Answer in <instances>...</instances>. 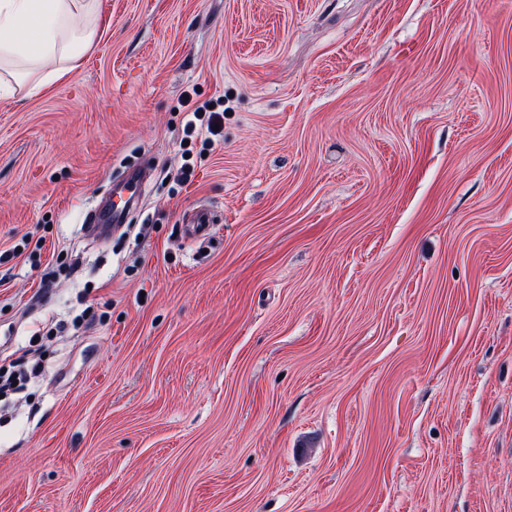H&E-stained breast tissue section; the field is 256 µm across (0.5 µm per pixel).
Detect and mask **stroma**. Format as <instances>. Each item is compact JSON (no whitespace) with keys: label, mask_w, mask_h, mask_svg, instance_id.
I'll use <instances>...</instances> for the list:
<instances>
[{"label":"stroma","mask_w":512,"mask_h":512,"mask_svg":"<svg viewBox=\"0 0 512 512\" xmlns=\"http://www.w3.org/2000/svg\"><path fill=\"white\" fill-rule=\"evenodd\" d=\"M93 14L0 95V512H512V0ZM143 183L141 181H127L124 188L118 192L121 205L116 204L112 201V209L107 213H96L93 218V222L96 223H111L113 227L123 224L125 219V213L130 205H133L140 197ZM124 192H126L124 194ZM27 355V363L29 366L25 370H21L17 364V359H11L12 354L4 355L1 351L0 357V395L8 397V395L21 392L32 378H38L42 375L44 367L40 355V347L34 348L30 345ZM14 381H18L17 385H13Z\"/></svg>","instance_id":"obj_1"}]
</instances>
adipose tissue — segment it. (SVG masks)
Listing matches in <instances>:
<instances>
[{
    "mask_svg": "<svg viewBox=\"0 0 512 512\" xmlns=\"http://www.w3.org/2000/svg\"><path fill=\"white\" fill-rule=\"evenodd\" d=\"M89 0H0V65L41 92L74 70L96 25Z\"/></svg>",
    "mask_w": 512,
    "mask_h": 512,
    "instance_id": "adipose-tissue-1",
    "label": "adipose tissue"
}]
</instances>
